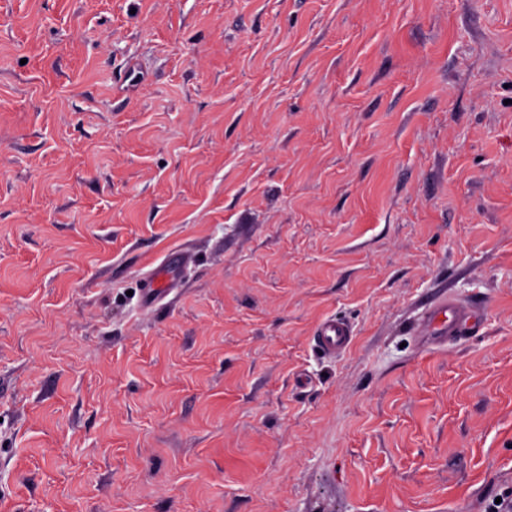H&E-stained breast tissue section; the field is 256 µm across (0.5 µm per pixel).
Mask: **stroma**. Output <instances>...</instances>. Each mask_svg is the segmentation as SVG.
<instances>
[{"label":"stroma","instance_id":"35a3bbf8","mask_svg":"<svg viewBox=\"0 0 512 512\" xmlns=\"http://www.w3.org/2000/svg\"><path fill=\"white\" fill-rule=\"evenodd\" d=\"M505 494L512 0H0V512ZM469 316L466 312L457 309L448 301L436 306L428 319V327L432 332L444 336H453L467 328ZM317 343L327 352L335 353L350 342V327L336 317L325 320L318 329Z\"/></svg>","mask_w":512,"mask_h":512}]
</instances>
